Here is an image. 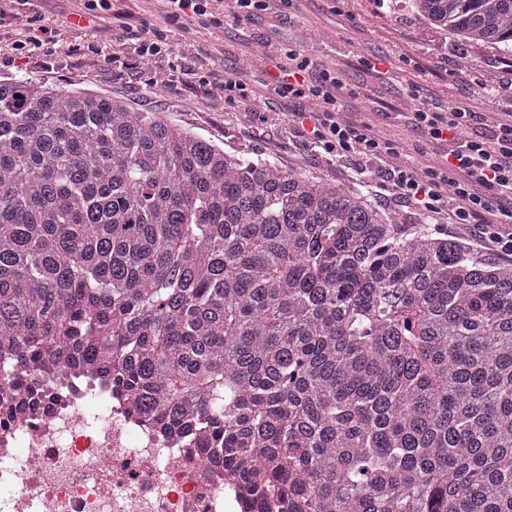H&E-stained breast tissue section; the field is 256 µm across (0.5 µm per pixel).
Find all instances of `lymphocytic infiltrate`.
Returning <instances> with one entry per match:
<instances>
[{
  "label": "lymphocytic infiltrate",
  "mask_w": 512,
  "mask_h": 512,
  "mask_svg": "<svg viewBox=\"0 0 512 512\" xmlns=\"http://www.w3.org/2000/svg\"><path fill=\"white\" fill-rule=\"evenodd\" d=\"M169 18L221 26L225 16L243 18L260 11L278 18L292 0H157ZM29 7L22 28L26 43L36 48L53 44L49 21L54 0H8L0 17L16 6ZM275 69L266 87L287 102L311 101L315 108L297 112V133L313 147L343 159L356 153L373 156L380 164V190L413 204L436 224L449 225L454 238L512 260V112H485V135L470 137L474 119L460 103L441 112L413 109L403 113L405 127L418 130L435 144L437 152L425 175L419 160L400 152L394 136L345 111L335 68L314 69L295 51L273 57Z\"/></svg>",
  "instance_id": "lymphocytic-infiltrate-1"
}]
</instances>
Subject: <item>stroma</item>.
Masks as SVG:
<instances>
[{
	"label": "stroma",
	"instance_id": "35a3bbf8",
	"mask_svg": "<svg viewBox=\"0 0 512 512\" xmlns=\"http://www.w3.org/2000/svg\"><path fill=\"white\" fill-rule=\"evenodd\" d=\"M51 25L61 43L52 53L0 48V75H23L47 86L84 89L102 96H120L141 111L201 135L225 151L271 155L287 168L306 171L323 181L354 186L379 206L405 210L414 222L426 216L414 207H399L375 190L379 164L359 155L343 161L316 152L292 135V105L264 89L270 56L293 50L315 65L341 71L343 104L363 113L386 132L398 131L403 148L429 156L432 143L420 132L397 127L389 108L424 107L432 111L469 100V81L504 85L512 81V56L483 45L460 46L452 35L429 28L408 11L405 0H295L277 24L258 15L246 22L225 18L218 28L204 29L173 21L157 10L131 18L95 21L72 14L67 0ZM161 36L179 48L175 58H141L126 63L143 34ZM71 43L87 45L86 54L68 51ZM242 76L259 94L248 107L232 108L216 79ZM375 87V101L361 104L366 83Z\"/></svg>",
	"mask_w": 512,
	"mask_h": 512
}]
</instances>
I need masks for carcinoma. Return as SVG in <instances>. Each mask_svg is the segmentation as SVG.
I'll return each mask as SVG.
<instances>
[{
  "label": "carcinoma",
  "instance_id": "obj_1",
  "mask_svg": "<svg viewBox=\"0 0 512 512\" xmlns=\"http://www.w3.org/2000/svg\"><path fill=\"white\" fill-rule=\"evenodd\" d=\"M512 53V0H406ZM116 378L266 512H512V263L155 112L0 79V341Z\"/></svg>",
  "mask_w": 512,
  "mask_h": 512
}]
</instances>
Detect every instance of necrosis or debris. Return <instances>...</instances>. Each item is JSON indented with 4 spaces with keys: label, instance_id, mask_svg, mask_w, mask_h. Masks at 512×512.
I'll use <instances>...</instances> for the list:
<instances>
[{
    "label": "necrosis or debris",
    "instance_id": "4bbe7bcc",
    "mask_svg": "<svg viewBox=\"0 0 512 512\" xmlns=\"http://www.w3.org/2000/svg\"><path fill=\"white\" fill-rule=\"evenodd\" d=\"M0 512H260L240 477L137 414L111 381L0 363Z\"/></svg>",
    "mask_w": 512,
    "mask_h": 512
}]
</instances>
